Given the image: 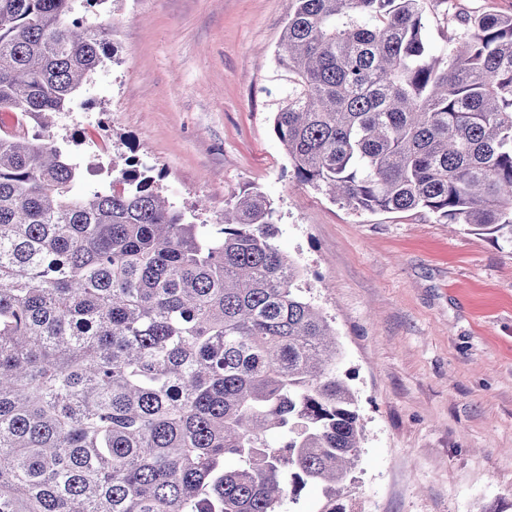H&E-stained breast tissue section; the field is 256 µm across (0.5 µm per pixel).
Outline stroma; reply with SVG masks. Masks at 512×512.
I'll list each match as a JSON object with an SVG mask.
<instances>
[{"label": "stroma", "mask_w": 512, "mask_h": 512, "mask_svg": "<svg viewBox=\"0 0 512 512\" xmlns=\"http://www.w3.org/2000/svg\"><path fill=\"white\" fill-rule=\"evenodd\" d=\"M427 37L459 17L512 15V0H427ZM288 0H116L113 61L53 133L99 167L136 150L163 168L177 205L258 190L277 243L336 332L337 371L355 392L363 451L347 512H512V248L423 210L355 212L299 182L273 132L274 54Z\"/></svg>", "instance_id": "obj_1"}]
</instances>
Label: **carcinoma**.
Wrapping results in <instances>:
<instances>
[{
  "label": "carcinoma",
  "instance_id": "cac0c4a2",
  "mask_svg": "<svg viewBox=\"0 0 512 512\" xmlns=\"http://www.w3.org/2000/svg\"><path fill=\"white\" fill-rule=\"evenodd\" d=\"M108 0H0V512H319L363 440L334 330L261 192L197 223L154 168L84 163L51 129L112 59ZM288 0L273 132L354 211L424 209L512 245V15ZM427 37L438 49L450 35L459 32L457 18L465 15L495 13L512 15V0H426ZM322 490L319 487L310 488L302 492L297 503L288 502L282 507L284 512H317L323 502Z\"/></svg>",
  "mask_w": 512,
  "mask_h": 512
}]
</instances>
